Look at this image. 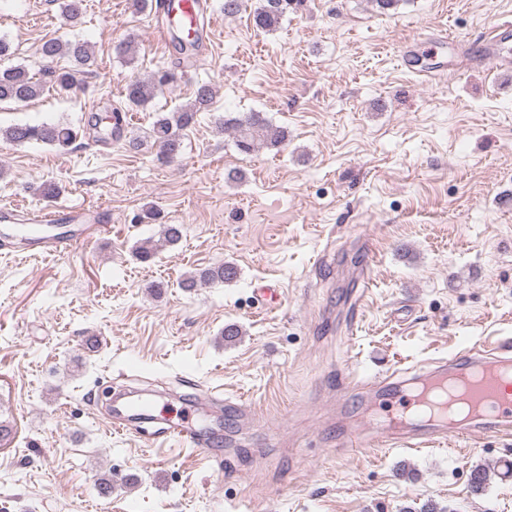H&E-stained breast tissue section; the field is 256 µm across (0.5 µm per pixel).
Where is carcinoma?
I'll return each instance as SVG.
<instances>
[{
  "mask_svg": "<svg viewBox=\"0 0 512 512\" xmlns=\"http://www.w3.org/2000/svg\"><path fill=\"white\" fill-rule=\"evenodd\" d=\"M304 0H260L252 12L254 26L264 32L276 30L288 14L303 5ZM181 55L178 65L192 66L197 62L194 51L196 40L174 43ZM42 58L54 60L65 58L68 65L43 70L40 75L32 74L24 66L0 69V101L28 102L51 88L58 92H71L83 84L88 67L94 64L88 44L79 39L63 42L49 38L41 43ZM177 74L171 69H159L146 79L135 77L126 83L124 96L127 108H139L150 102L159 92L173 84ZM214 88L208 83L197 85L193 99L175 110L158 116L152 123L150 138L160 148L159 160L173 161L182 150L181 131L191 126L199 112L209 110L213 104ZM220 129L233 133L237 150L253 154L263 149L277 148L288 139L286 128L264 118L258 112L226 115L220 122ZM81 136V128L69 123L15 124L4 130L0 137L16 144L44 143L67 148ZM160 245L148 238L140 242L135 255L142 262L155 257ZM237 269L231 264H221L197 271L181 280L185 289L200 284L228 283L236 279Z\"/></svg>",
  "mask_w": 512,
  "mask_h": 512,
  "instance_id": "cac0c4a2",
  "label": "carcinoma"
}]
</instances>
